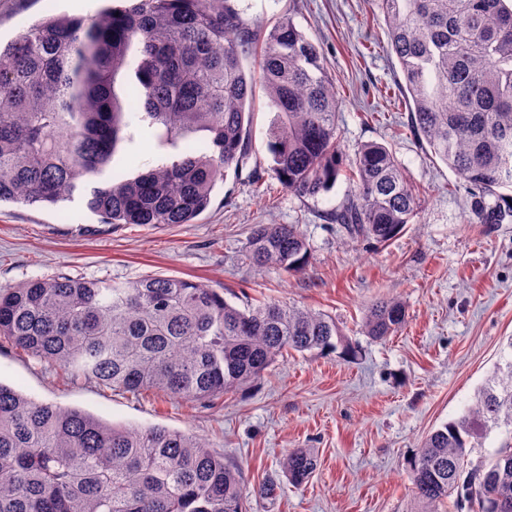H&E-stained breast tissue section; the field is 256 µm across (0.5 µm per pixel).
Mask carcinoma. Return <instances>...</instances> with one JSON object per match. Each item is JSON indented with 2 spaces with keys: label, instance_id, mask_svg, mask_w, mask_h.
<instances>
[{
  "label": "carcinoma",
  "instance_id": "carcinoma-1",
  "mask_svg": "<svg viewBox=\"0 0 512 512\" xmlns=\"http://www.w3.org/2000/svg\"><path fill=\"white\" fill-rule=\"evenodd\" d=\"M401 69L411 127L474 192L482 224L512 222V0H378ZM235 0H127L91 16L51 15L0 46V204L45 207L80 195L104 224H191L239 167L246 105L261 86L275 112L271 170L301 197L347 167L354 191L331 220L386 244L420 197L392 152L337 150L336 87L291 15L266 36ZM252 57L257 70L247 72ZM131 73L123 94L120 73ZM137 123L168 150L133 178L105 177ZM495 197L489 205L485 197ZM255 265L308 263L296 224H256ZM398 298L372 303L362 330L383 340L405 323ZM0 340L73 380L113 392L204 403L261 379L285 355L354 347L336 320L278 301L239 308L208 285L148 276L125 284L68 274L0 287ZM512 427V360L410 462L417 512L450 497L512 512V435L470 465L495 428ZM288 481L317 469L308 448L282 463ZM0 512H246L241 471L184 431L117 426L37 401L0 382Z\"/></svg>",
  "mask_w": 512,
  "mask_h": 512
}]
</instances>
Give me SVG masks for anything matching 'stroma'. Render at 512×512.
<instances>
[{
	"mask_svg": "<svg viewBox=\"0 0 512 512\" xmlns=\"http://www.w3.org/2000/svg\"><path fill=\"white\" fill-rule=\"evenodd\" d=\"M245 20L271 28L289 14L316 44L341 99L338 150L388 147L422 207L384 245L348 237L328 216L353 191L338 178L303 198L270 171L273 118L256 90L248 148L238 171L217 184L194 223L154 228L104 224L82 199L56 208L0 205V286L68 273L116 283L146 275L204 281L235 305L277 300L331 315L356 347L293 353L252 386L191 405L157 394L139 398L65 380L31 355L0 342V382L28 396L75 407L123 426L188 430L242 470L248 512H414L409 461L428 431L457 417L494 366L512 359V223H479L467 186L411 132L398 91L399 65L373 0H237ZM71 0H0V41L50 14H79ZM136 133L112 174L126 178L165 153ZM299 225L309 245L300 272L259 268L246 259L255 224ZM400 298L406 323L373 341L362 334L366 307ZM313 449L308 483L286 480L281 462Z\"/></svg>",
	"mask_w": 512,
	"mask_h": 512,
	"instance_id": "obj_1",
	"label": "stroma"
}]
</instances>
